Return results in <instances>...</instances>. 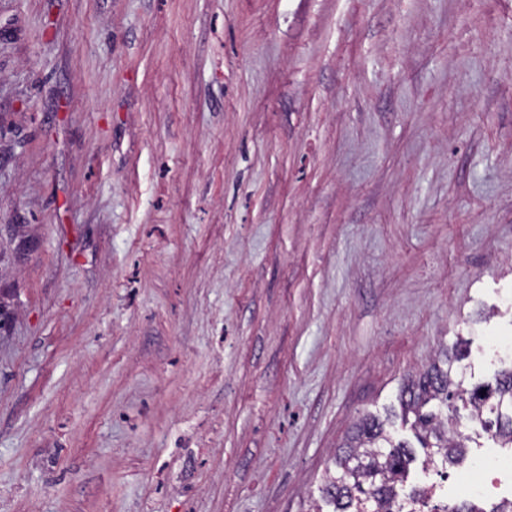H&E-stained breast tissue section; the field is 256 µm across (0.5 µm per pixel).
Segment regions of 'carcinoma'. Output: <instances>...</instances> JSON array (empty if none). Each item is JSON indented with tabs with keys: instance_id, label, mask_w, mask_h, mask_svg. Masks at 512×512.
<instances>
[{
	"instance_id": "obj_1",
	"label": "carcinoma",
	"mask_w": 512,
	"mask_h": 512,
	"mask_svg": "<svg viewBox=\"0 0 512 512\" xmlns=\"http://www.w3.org/2000/svg\"><path fill=\"white\" fill-rule=\"evenodd\" d=\"M441 355L401 392L402 424L410 425L421 447L445 462L463 459L468 438L460 428L466 421L479 423L501 447L512 449V361L501 362L494 381L467 390L469 341L462 339ZM389 423V414L362 417L335 454L333 467L326 468L321 492L332 512H376L378 507L402 512L404 497L421 498L415 491L405 493L413 449L394 440L386 430Z\"/></svg>"
}]
</instances>
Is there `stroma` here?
I'll list each match as a JSON object with an SVG mask.
<instances>
[{
	"label": "stroma",
	"instance_id": "1",
	"mask_svg": "<svg viewBox=\"0 0 512 512\" xmlns=\"http://www.w3.org/2000/svg\"><path fill=\"white\" fill-rule=\"evenodd\" d=\"M1 288L0 512H306L512 344V0H0Z\"/></svg>",
	"mask_w": 512,
	"mask_h": 512
}]
</instances>
